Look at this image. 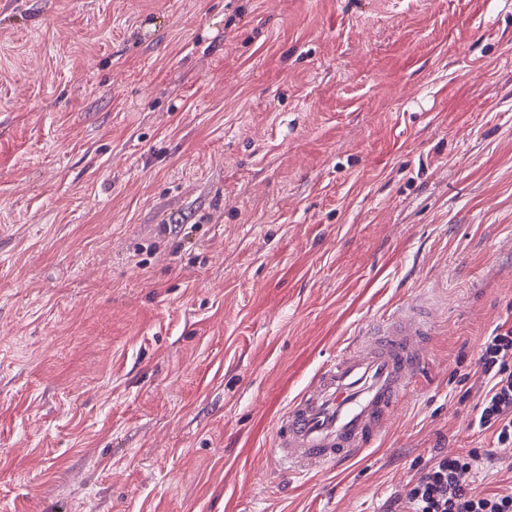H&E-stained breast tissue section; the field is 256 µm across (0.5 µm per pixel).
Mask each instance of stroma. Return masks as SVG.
<instances>
[{"label": "stroma", "mask_w": 512, "mask_h": 512, "mask_svg": "<svg viewBox=\"0 0 512 512\" xmlns=\"http://www.w3.org/2000/svg\"><path fill=\"white\" fill-rule=\"evenodd\" d=\"M439 302L380 444L291 478L277 420ZM512 324V0H0V512H404Z\"/></svg>", "instance_id": "obj_1"}]
</instances>
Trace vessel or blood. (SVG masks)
<instances>
[{"mask_svg":"<svg viewBox=\"0 0 512 512\" xmlns=\"http://www.w3.org/2000/svg\"><path fill=\"white\" fill-rule=\"evenodd\" d=\"M432 306L401 305L322 364L278 419L272 461L290 476L348 464L377 445L429 364Z\"/></svg>","mask_w":512,"mask_h":512,"instance_id":"1","label":"vessel or blood"}]
</instances>
